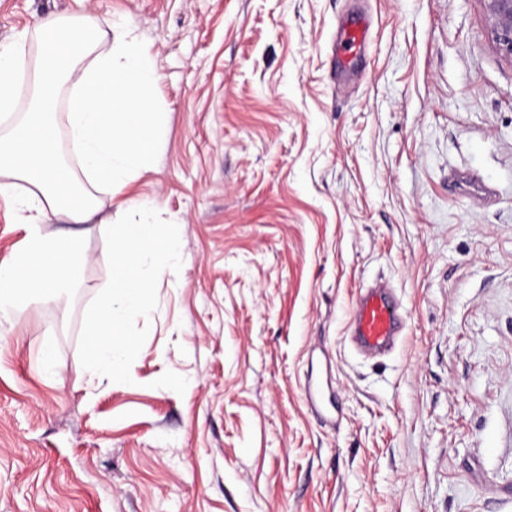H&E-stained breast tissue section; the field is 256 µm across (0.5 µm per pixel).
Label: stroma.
Returning <instances> with one entry per match:
<instances>
[{
  "label": "stroma",
  "mask_w": 512,
  "mask_h": 512,
  "mask_svg": "<svg viewBox=\"0 0 512 512\" xmlns=\"http://www.w3.org/2000/svg\"><path fill=\"white\" fill-rule=\"evenodd\" d=\"M89 3L150 46L163 112L103 212L154 209L181 255L146 248L114 377L98 225L69 288L0 319V512H512V59L482 0H0V46ZM377 283L407 329L364 356ZM369 37L370 23L365 17H353L341 25L338 41L348 61L368 41ZM406 327V316L390 288H364L357 293L350 322L351 339L357 348L382 352Z\"/></svg>",
  "instance_id": "35a3bbf8"
}]
</instances>
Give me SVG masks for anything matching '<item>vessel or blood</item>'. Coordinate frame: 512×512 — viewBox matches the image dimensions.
<instances>
[{
    "label": "vessel or blood",
    "mask_w": 512,
    "mask_h": 512,
    "mask_svg": "<svg viewBox=\"0 0 512 512\" xmlns=\"http://www.w3.org/2000/svg\"><path fill=\"white\" fill-rule=\"evenodd\" d=\"M370 37V23L362 16L345 21L338 41L345 57H352ZM407 327L406 316L391 289H361L352 304L350 334L353 343L365 352H381L391 346Z\"/></svg>",
    "instance_id": "obj_1"
}]
</instances>
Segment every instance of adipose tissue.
<instances>
[{"mask_svg":"<svg viewBox=\"0 0 512 512\" xmlns=\"http://www.w3.org/2000/svg\"><path fill=\"white\" fill-rule=\"evenodd\" d=\"M29 36L38 44L31 60L16 48L0 47V112L18 115L0 129V195L18 197L25 230L15 255L0 263V315L19 302L51 298L68 285L80 255L78 240L69 233L45 234L44 224L57 217L71 224L99 220L113 243L110 299L89 321L87 333L92 372L106 378L124 371L138 354L128 323L147 311L155 282L142 266L144 248L157 246L170 259L178 256L179 243L159 237L156 223L145 218L113 233L92 190L69 175L54 123L29 111L27 103L69 94L72 153L96 181L120 189L155 149L161 114L152 91L158 73L135 28L102 30L89 7L75 18L46 15Z\"/></svg>","mask_w":512,"mask_h":512,"instance_id":"adipose-tissue-1","label":"adipose tissue"}]
</instances>
